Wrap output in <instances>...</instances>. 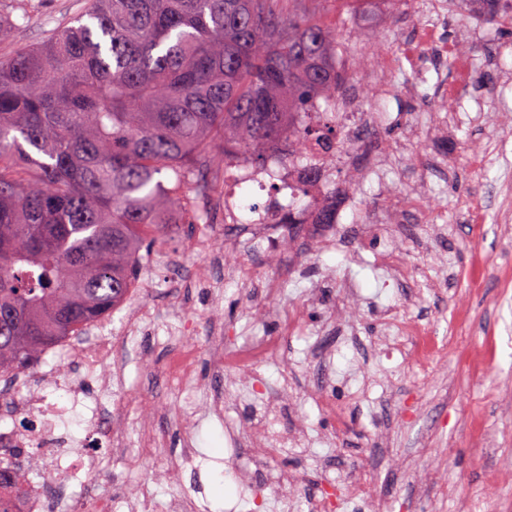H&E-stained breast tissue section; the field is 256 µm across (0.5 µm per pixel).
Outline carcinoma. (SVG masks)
<instances>
[{"label":"carcinoma","instance_id":"cac0c4a2","mask_svg":"<svg viewBox=\"0 0 512 512\" xmlns=\"http://www.w3.org/2000/svg\"><path fill=\"white\" fill-rule=\"evenodd\" d=\"M328 0H85L0 59V377L118 310L175 216L266 151L310 196L346 72ZM493 18L512 0H479ZM30 468L0 461V489Z\"/></svg>","mask_w":512,"mask_h":512}]
</instances>
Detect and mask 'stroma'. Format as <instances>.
Listing matches in <instances>:
<instances>
[{"label": "stroma", "mask_w": 512, "mask_h": 512, "mask_svg": "<svg viewBox=\"0 0 512 512\" xmlns=\"http://www.w3.org/2000/svg\"><path fill=\"white\" fill-rule=\"evenodd\" d=\"M35 11L11 40L0 42V57L36 43L62 19L77 13L83 0H33ZM428 0H393L383 14L338 15L344 45L342 66L359 77L355 61L359 36L376 33L382 53H397L416 35L417 20ZM477 30V63L461 104L444 112L435 85L452 78L450 64L423 55L418 67L387 75L385 96L358 101L342 114L341 126L356 113H375L377 127L357 153L338 159L332 173L336 206V249L317 252L303 243L284 244L277 257L262 262L255 245L243 236L244 254L220 298L210 285L193 281L204 259L192 247L195 227L169 230L166 250L181 254L182 269L143 265L140 281L148 315L139 332L112 354L103 375H118L131 408L122 425L138 435L149 422L167 428L165 447L134 453L121 462H105L94 487L111 498L114 512H127L133 489L150 484L158 506L190 493L195 512H287L276 489L258 505L252 489L239 479L230 457L229 437L240 410H258L263 400L282 391L295 402L284 409V423L302 430L297 455L279 459V468L297 471L303 490L318 494L329 481L344 488L360 471L372 490L391 503L393 512H458L468 502L473 512H512V223L498 221L512 206V26L488 25L450 0L442 21L446 40L461 42ZM454 121L452 136L442 125ZM420 138L417 149L362 181L351 171L366 166L385 144L402 139L408 128ZM479 143L484 170L468 163L470 143ZM452 160L445 171L441 161ZM418 185L431 200L445 227L431 237L413 222L401 231V242L414 271L412 280L393 277L380 265L386 242L361 234L378 223L392 198ZM482 203L486 221H468L466 203ZM279 292L266 297L267 280ZM320 289L317 305L307 296ZM348 297L346 325H336L330 310ZM416 297V314L433 327L448 354L422 370L400 353L373 348L392 318L405 315V302ZM303 309L300 332L285 338L279 357L264 362L256 377L241 378L225 370L216 379L207 352L198 355L187 386H168L165 365L183 341L186 322H217L229 345L259 336L279 335L268 317L274 306ZM220 385L236 402L203 421L182 415L187 399L204 401L210 386ZM327 386L350 400L349 422L336 432L313 394ZM192 433L196 452L182 457L183 436Z\"/></svg>", "instance_id": "1"}]
</instances>
